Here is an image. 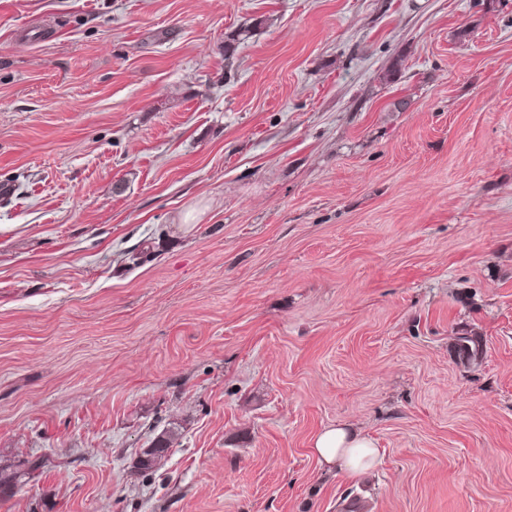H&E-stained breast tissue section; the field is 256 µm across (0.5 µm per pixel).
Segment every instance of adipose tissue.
I'll list each match as a JSON object with an SVG mask.
<instances>
[{
	"label": "adipose tissue",
	"mask_w": 512,
	"mask_h": 512,
	"mask_svg": "<svg viewBox=\"0 0 512 512\" xmlns=\"http://www.w3.org/2000/svg\"><path fill=\"white\" fill-rule=\"evenodd\" d=\"M313 450L320 463L340 475H354L366 470L379 456L374 441L347 422L336 423L317 434Z\"/></svg>",
	"instance_id": "obj_1"
}]
</instances>
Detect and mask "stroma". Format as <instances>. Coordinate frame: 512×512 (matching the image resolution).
Returning <instances> with one entry per match:
<instances>
[{
  "label": "stroma",
  "mask_w": 512,
  "mask_h": 512,
  "mask_svg": "<svg viewBox=\"0 0 512 512\" xmlns=\"http://www.w3.org/2000/svg\"><path fill=\"white\" fill-rule=\"evenodd\" d=\"M2 183L0 512H512V0H0ZM313 450L319 462L336 475L357 474L372 467L379 456L374 441L347 422H337L317 434Z\"/></svg>",
  "instance_id": "stroma-1"
}]
</instances>
